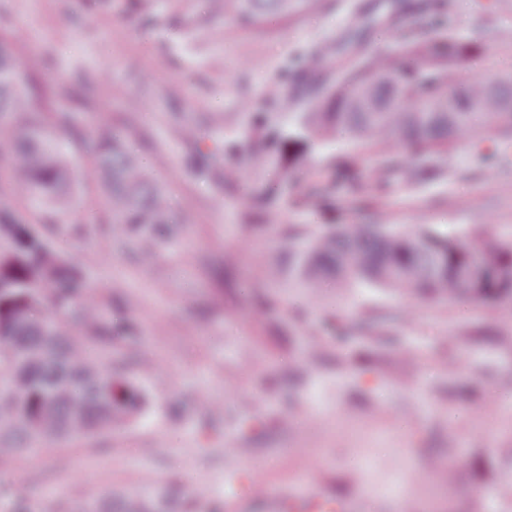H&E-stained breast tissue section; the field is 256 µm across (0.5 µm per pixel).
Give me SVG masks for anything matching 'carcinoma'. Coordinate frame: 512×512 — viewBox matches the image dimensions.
<instances>
[{
  "label": "carcinoma",
  "instance_id": "carcinoma-1",
  "mask_svg": "<svg viewBox=\"0 0 512 512\" xmlns=\"http://www.w3.org/2000/svg\"><path fill=\"white\" fill-rule=\"evenodd\" d=\"M456 0H357L356 25L336 41L351 55L336 83L324 85L308 112L294 113L284 132L269 113L251 123L259 137L249 150L251 167L271 176L255 189L252 206L262 211L278 187L295 190L300 201L334 210L337 223L319 231L296 226L279 230L277 256L253 288L283 277L315 292L328 282L338 288H390L454 301L470 296L490 304L503 324L512 325V235L490 236L478 224L453 233L428 224L403 230L377 209L371 224L336 204L326 188L304 182L302 163L318 145L345 140L353 150L327 156L325 173L359 194L366 183L363 156L375 158L372 178L381 193L402 178L410 187L444 175L439 161L460 143L471 144L469 171L490 174L512 162V70L472 75L487 44L460 35L450 24ZM224 13L251 23L288 13V0H223ZM423 14L427 29H406L405 16ZM397 33L388 52L373 47L381 29ZM15 41L0 36L8 56L0 60V126L13 128L0 148V169L9 194L42 217L31 224L0 204V457L14 458L32 444L79 438L129 423L149 398L112 353L124 346L133 326L115 317L112 292L94 287L52 235L68 228L75 206L69 158L55 142L64 131L80 147L84 137L70 113L56 112L32 79H16ZM314 50L300 71L275 84V104L293 109L292 84L321 65ZM410 156L435 164L418 167ZM84 179L99 187L109 205L108 222L95 231L80 227L88 241L106 236L129 251L155 250L177 231L165 188L145 170L120 133L107 129ZM82 333L72 336L67 321Z\"/></svg>",
  "mask_w": 512,
  "mask_h": 512
}]
</instances>
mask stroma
Masks as SVG:
<instances>
[{
  "label": "stroma",
  "instance_id": "35a3bbf8",
  "mask_svg": "<svg viewBox=\"0 0 512 512\" xmlns=\"http://www.w3.org/2000/svg\"><path fill=\"white\" fill-rule=\"evenodd\" d=\"M353 0H323L261 26L224 17L212 0H0V34L21 32V72L47 91L95 74L93 106L70 109L86 140L114 126L167 189L184 241L127 255L102 239L66 247L89 279L130 299L125 351L152 398L131 424L57 440L17 456L0 482V512H81L111 496L114 512H272L271 496L307 490L359 512H512V328L484 303L359 288L315 295L258 287L278 226L317 228L326 216L281 188L263 213L250 192L249 116L270 113L276 78L352 27ZM457 32L512 31V0H460ZM192 127L197 139L182 133ZM220 136L242 150H214ZM380 199L392 223L512 232V168ZM223 265L216 282L214 265ZM263 478L267 495L255 493ZM495 491L488 503L486 491Z\"/></svg>",
  "mask_w": 512,
  "mask_h": 512
}]
</instances>
